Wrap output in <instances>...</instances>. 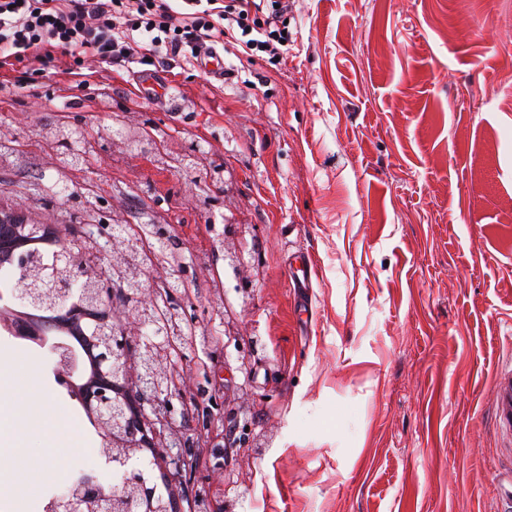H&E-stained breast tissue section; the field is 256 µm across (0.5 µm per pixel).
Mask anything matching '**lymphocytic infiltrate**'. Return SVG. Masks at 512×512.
Here are the masks:
<instances>
[{
    "mask_svg": "<svg viewBox=\"0 0 512 512\" xmlns=\"http://www.w3.org/2000/svg\"><path fill=\"white\" fill-rule=\"evenodd\" d=\"M288 0H0V65L28 88L56 56L70 58L71 88L90 82L87 58L103 68L154 61L194 65L236 41L241 54L282 55Z\"/></svg>",
    "mask_w": 512,
    "mask_h": 512,
    "instance_id": "lymphocytic-infiltrate-1",
    "label": "lymphocytic infiltrate"
}]
</instances>
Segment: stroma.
<instances>
[{"label":"stroma","mask_w":512,"mask_h":512,"mask_svg":"<svg viewBox=\"0 0 512 512\" xmlns=\"http://www.w3.org/2000/svg\"><path fill=\"white\" fill-rule=\"evenodd\" d=\"M283 58L255 52L217 82L152 66L98 69L73 91L61 58L35 87L0 72V210L150 245L144 294L178 295L187 337L165 351L189 464L181 512H503L512 427V0H290ZM80 130L62 168L48 132ZM166 131L160 156L114 137ZM203 148L194 167L162 158ZM315 264L295 294V257ZM36 356L92 447L82 408Z\"/></svg>","instance_id":"stroma-1"}]
</instances>
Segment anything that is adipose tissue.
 <instances>
[{"label":"adipose tissue","instance_id":"ef3b65f1","mask_svg":"<svg viewBox=\"0 0 512 512\" xmlns=\"http://www.w3.org/2000/svg\"><path fill=\"white\" fill-rule=\"evenodd\" d=\"M36 416L52 426L45 437L46 454L39 460L19 462L20 481L0 483V499L23 493V478L36 483L62 480L65 461L71 455H91L84 437L72 430L67 408L54 401L40 375L36 357L23 360L0 358V459L14 458L19 440L27 428L29 416Z\"/></svg>","mask_w":512,"mask_h":512}]
</instances>
